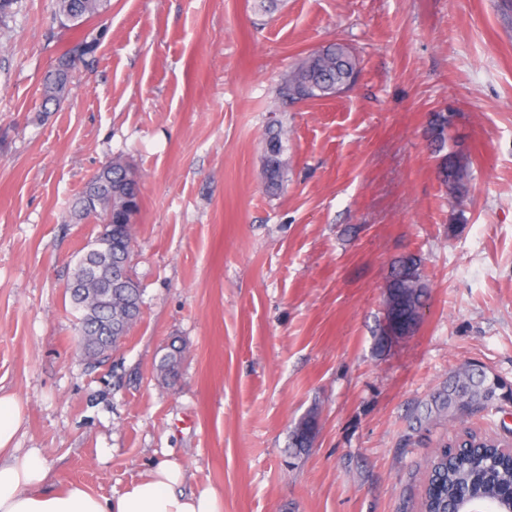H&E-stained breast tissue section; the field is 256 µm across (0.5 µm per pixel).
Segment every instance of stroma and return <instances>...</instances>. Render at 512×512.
<instances>
[{
	"mask_svg": "<svg viewBox=\"0 0 512 512\" xmlns=\"http://www.w3.org/2000/svg\"><path fill=\"white\" fill-rule=\"evenodd\" d=\"M54 0L0 26V395L44 488L112 497L157 462L214 487L223 512H421L428 463L468 428L512 442V0H110L68 30ZM89 38L59 106L43 80ZM347 44L348 93L282 107L302 53ZM437 112L470 161L448 204L428 137ZM287 130L284 182L263 174ZM119 159L141 189L137 323L104 362L75 346L65 285L101 232L73 206ZM428 281L408 335L379 347L398 260ZM185 357L161 379L165 346ZM493 403L418 414L459 369ZM317 412L311 450L289 433ZM283 129L271 133L266 140L264 178L269 189L277 190L283 183Z\"/></svg>",
	"mask_w": 512,
	"mask_h": 512,
	"instance_id": "obj_1",
	"label": "stroma"
}]
</instances>
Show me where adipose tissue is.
<instances>
[{"label":"adipose tissue","instance_id":"ef3b65f1","mask_svg":"<svg viewBox=\"0 0 512 512\" xmlns=\"http://www.w3.org/2000/svg\"><path fill=\"white\" fill-rule=\"evenodd\" d=\"M21 422L19 402L0 395V512H222L220 493L213 488L184 490L185 471L171 460L158 463L109 499L78 485L43 489V456L21 454L12 446Z\"/></svg>","mask_w":512,"mask_h":512}]
</instances>
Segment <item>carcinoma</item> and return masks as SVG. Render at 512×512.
Returning <instances> with one entry per match:
<instances>
[{
	"instance_id": "cac0c4a2",
	"label": "carcinoma",
	"mask_w": 512,
	"mask_h": 512,
	"mask_svg": "<svg viewBox=\"0 0 512 512\" xmlns=\"http://www.w3.org/2000/svg\"><path fill=\"white\" fill-rule=\"evenodd\" d=\"M109 0H56L55 18L63 26L78 28L98 17ZM91 44L82 40L61 53L45 77V103L58 105L68 91L78 63L90 53ZM359 74V61L353 51L340 42L330 43L306 53L280 78L278 95L283 106L306 103L335 95L352 86ZM448 115L438 113L431 122L432 144L439 155V168L448 186V201L459 206L470 191L469 159L456 149L449 135ZM283 130L266 140L264 178L268 188L277 190L283 183ZM140 211V188L126 164L111 161L99 168L77 199L74 212L81 219L94 218L112 225L111 236L94 239L77 259L66 284L73 307L82 310L77 346L89 360L106 355V346L118 345L138 318L142 289L131 270L134 218ZM428 283L413 256L398 262L389 280L384 305L401 309L404 328L417 324ZM184 347L171 341L161 356L158 371L166 378L178 375ZM498 382L480 371L466 369L448 380L437 402L443 409L467 410L488 405L496 399ZM318 431L316 415L302 419L291 431V447L308 448ZM435 475L425 488L422 509L426 512H455L475 493L499 495L512 491V462L494 448L480 453L440 450L428 463Z\"/></svg>"
}]
</instances>
